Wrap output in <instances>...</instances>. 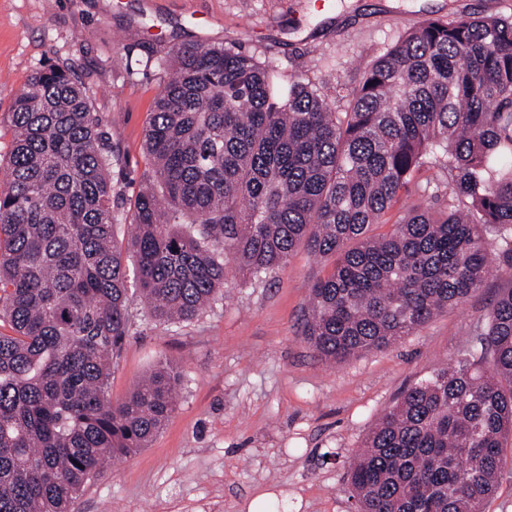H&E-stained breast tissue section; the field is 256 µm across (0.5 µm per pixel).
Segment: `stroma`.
<instances>
[{"mask_svg": "<svg viewBox=\"0 0 512 512\" xmlns=\"http://www.w3.org/2000/svg\"><path fill=\"white\" fill-rule=\"evenodd\" d=\"M0 0V191L8 185L11 107L29 76L71 68L120 161L111 169L125 213L153 169L144 130L176 45H236L283 78L300 76L345 111L367 66L429 18L512 15V0ZM448 202L439 168L416 176ZM402 195L386 223L418 203ZM333 262L294 249L260 277L229 270L224 295L177 326L150 320L129 292L127 337L109 393L123 400L157 365L181 374L177 404L148 447L109 461L71 512H356L348 462L404 391L466 355L479 316L512 280L491 274L465 303L381 351L322 359L303 326L310 289Z\"/></svg>", "mask_w": 512, "mask_h": 512, "instance_id": "obj_1", "label": "stroma"}]
</instances>
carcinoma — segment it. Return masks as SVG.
Listing matches in <instances>:
<instances>
[{"instance_id": "cac0c4a2", "label": "carcinoma", "mask_w": 512, "mask_h": 512, "mask_svg": "<svg viewBox=\"0 0 512 512\" xmlns=\"http://www.w3.org/2000/svg\"><path fill=\"white\" fill-rule=\"evenodd\" d=\"M144 133L153 177L112 210L119 151L72 71L52 64L15 96L0 193V512H69L109 458L174 410L159 362L108 393L128 332V266L148 314L176 324L300 244L334 258L304 334L341 361L395 345L464 303L512 239V15L427 19L368 67L346 111L280 82L233 46L173 48ZM448 175V204L371 234L416 173ZM132 227L115 239L114 226ZM473 353L410 386L348 465L357 512H483L512 442V288L482 316Z\"/></svg>"}]
</instances>
